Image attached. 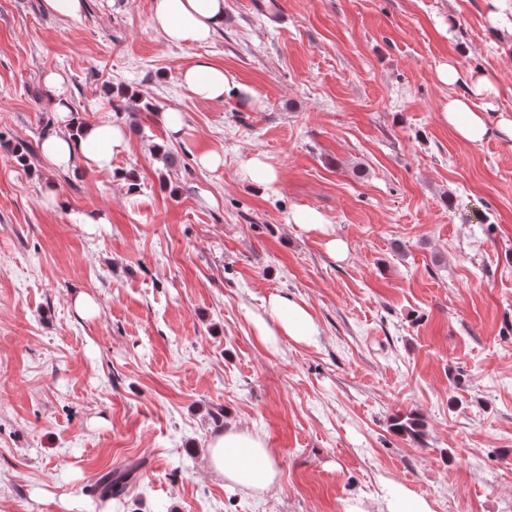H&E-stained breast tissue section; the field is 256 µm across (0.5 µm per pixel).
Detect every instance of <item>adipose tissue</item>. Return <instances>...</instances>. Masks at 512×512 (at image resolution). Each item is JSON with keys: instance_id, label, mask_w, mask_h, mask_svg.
<instances>
[{"instance_id": "adipose-tissue-1", "label": "adipose tissue", "mask_w": 512, "mask_h": 512, "mask_svg": "<svg viewBox=\"0 0 512 512\" xmlns=\"http://www.w3.org/2000/svg\"><path fill=\"white\" fill-rule=\"evenodd\" d=\"M151 22L165 39L175 45L194 47L206 43L224 26V0H154ZM439 79L453 85L465 82L467 93L449 98L443 117L463 139L479 143L492 132L512 137V118L502 117L497 127H490L474 100L494 87V77L476 71L461 77L455 65L446 63L438 69ZM55 116L56 130L45 136L41 152L50 169L75 166L108 173L112 157L127 147L126 129L114 121L87 124L80 135L70 133L76 121L70 101L59 75L44 78ZM180 84L194 97L210 101L232 102L240 109L250 110L261 103L257 90L226 72L224 68L200 62L184 68ZM268 319L258 320L256 327L264 341L273 342L285 336L298 343H311L319 328L306 306L294 299L272 296L268 302ZM208 464L221 475L225 484L250 491H267L277 484L279 472L275 458L262 438L248 430L231 428L213 438Z\"/></svg>"}]
</instances>
